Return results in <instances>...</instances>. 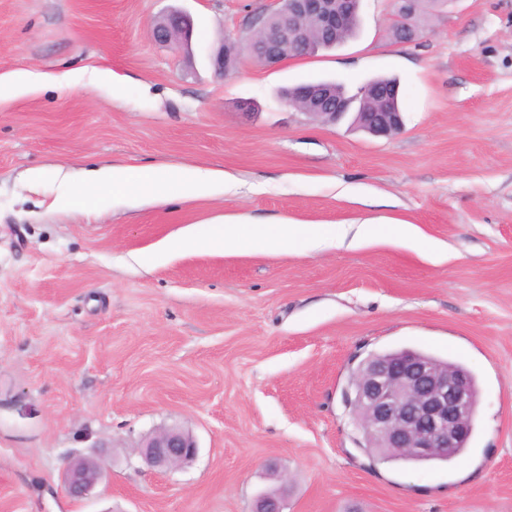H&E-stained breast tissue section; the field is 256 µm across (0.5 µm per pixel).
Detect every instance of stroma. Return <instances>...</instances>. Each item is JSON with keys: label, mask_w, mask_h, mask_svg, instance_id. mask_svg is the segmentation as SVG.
<instances>
[{"label": "stroma", "mask_w": 512, "mask_h": 512, "mask_svg": "<svg viewBox=\"0 0 512 512\" xmlns=\"http://www.w3.org/2000/svg\"><path fill=\"white\" fill-rule=\"evenodd\" d=\"M275 0H0V512H512V0H453L418 41L388 32L392 0H362L343 45L269 69L209 50L245 41ZM173 9L191 51L155 43ZM111 86L91 88L93 69ZM81 83H74V76ZM401 84L393 138L326 125L282 88ZM253 106L240 109V102ZM224 170L231 191L164 205L56 202L53 172L99 164ZM41 169L31 185L25 173ZM224 213L260 221L415 224L411 245L308 255L165 251ZM410 348L475 376L467 451L442 465L375 462L346 400L373 354ZM190 431L193 463L134 449ZM77 455L105 465L76 501ZM240 50L234 42H224V45L219 49L218 53L213 59L214 72L217 75L224 76L230 71L229 68L224 67V61L229 66H233L239 60ZM198 448L192 434L176 426H165L148 435L135 453L148 467L174 469L191 463Z\"/></svg>", "instance_id": "35a3bbf8"}]
</instances>
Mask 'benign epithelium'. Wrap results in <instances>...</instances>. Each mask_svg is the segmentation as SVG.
<instances>
[{"label": "benign epithelium", "instance_id": "obj_1", "mask_svg": "<svg viewBox=\"0 0 512 512\" xmlns=\"http://www.w3.org/2000/svg\"><path fill=\"white\" fill-rule=\"evenodd\" d=\"M352 0H277L278 7L260 21L258 37L248 40L250 55L266 68H277L291 56L305 57L320 44L341 41L357 27L360 15ZM390 27L398 40L412 42L421 29L413 13L404 9L391 15ZM194 21L186 12H173L152 27L154 41L180 47L191 41ZM303 89L286 104L333 125L354 114L358 127L374 137L391 138L403 127L401 113L392 108L393 92L377 89L375 105L362 110V97L351 101L302 83ZM357 423L365 439L377 448L409 449L420 457L461 448L473 433L476 392L473 376L464 369L448 368L414 351L375 356L366 361L355 380ZM135 453L151 468L174 469L191 463L198 454L194 436L176 426L154 430ZM104 477L96 459L77 456L64 472L68 494L75 499L90 496ZM254 512H284L283 499L262 494Z\"/></svg>", "mask_w": 512, "mask_h": 512}]
</instances>
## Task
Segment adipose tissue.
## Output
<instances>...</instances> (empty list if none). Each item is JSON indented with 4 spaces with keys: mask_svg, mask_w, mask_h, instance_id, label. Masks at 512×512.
<instances>
[{
    "mask_svg": "<svg viewBox=\"0 0 512 512\" xmlns=\"http://www.w3.org/2000/svg\"><path fill=\"white\" fill-rule=\"evenodd\" d=\"M226 183L223 171L217 169L174 171L165 166L107 165L88 172L78 183L62 178L58 196L73 207L92 210L109 195L147 196L160 201L175 195L193 200ZM419 236L416 225L390 217L354 220L339 230L332 224H298L286 218L265 224L244 214H224L185 228L171 247L179 251L306 253L338 240L353 248L370 240L407 244Z\"/></svg>",
    "mask_w": 512,
    "mask_h": 512,
    "instance_id": "adipose-tissue-1",
    "label": "adipose tissue"
}]
</instances>
